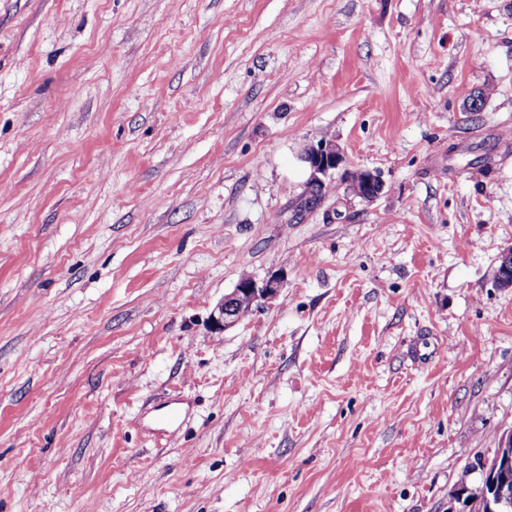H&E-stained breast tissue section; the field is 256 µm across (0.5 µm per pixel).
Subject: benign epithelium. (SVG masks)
<instances>
[{
    "mask_svg": "<svg viewBox=\"0 0 512 512\" xmlns=\"http://www.w3.org/2000/svg\"><path fill=\"white\" fill-rule=\"evenodd\" d=\"M303 160L310 169V177L309 185L298 201L313 208L315 204L311 190L319 189L328 193L333 173L345 163V157L334 142L319 140L307 146ZM361 178L367 191L359 199L370 201L382 192L384 184L377 176L363 172ZM497 280L503 287H512V250L502 257ZM280 288L281 280L278 277H271L260 285L250 278L239 281L234 291L226 295L214 311V325L224 330L233 326L239 319V301L248 300L262 306L274 299ZM482 469L485 471V480L480 492L460 487V494L467 495V499L471 500V512L480 508L486 512H512V429L502 437L494 456L483 461Z\"/></svg>",
    "mask_w": 512,
    "mask_h": 512,
    "instance_id": "7a95c632",
    "label": "benign epithelium"
}]
</instances>
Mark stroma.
Here are the masks:
<instances>
[{"instance_id":"35a3bbf8","label":"stroma","mask_w":512,"mask_h":512,"mask_svg":"<svg viewBox=\"0 0 512 512\" xmlns=\"http://www.w3.org/2000/svg\"><path fill=\"white\" fill-rule=\"evenodd\" d=\"M511 249L512 0H0V512H463ZM304 162L310 169V183L305 191L297 200L303 203V206L308 208H318L322 201L325 199L331 184L333 173L342 164L345 163V157L339 147L332 141L319 140L316 143H311L305 149L303 155ZM321 189L325 193L322 200L318 204L313 203L311 197L312 189ZM281 288L279 277H271L262 285H258L254 280L248 278L238 282L234 291L224 297L214 311L212 320L217 329H226L233 326L239 319L237 304L241 300H248L258 306L269 303L276 297Z\"/></svg>"}]
</instances>
